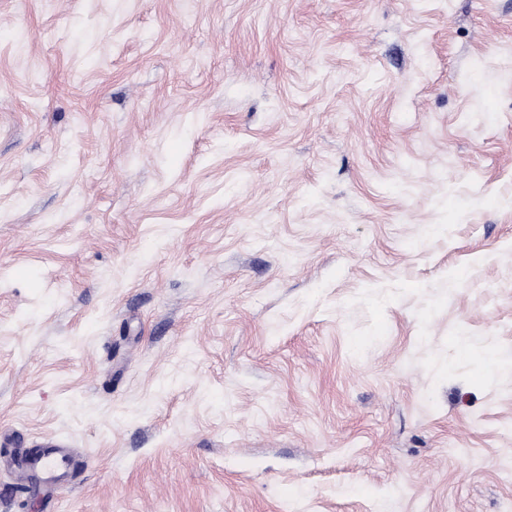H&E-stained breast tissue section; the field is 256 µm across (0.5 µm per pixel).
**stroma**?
I'll return each instance as SVG.
<instances>
[{
	"label": "stroma",
	"instance_id": "obj_1",
	"mask_svg": "<svg viewBox=\"0 0 512 512\" xmlns=\"http://www.w3.org/2000/svg\"><path fill=\"white\" fill-rule=\"evenodd\" d=\"M0 512H512V0H0ZM59 448H65L61 441L52 437L46 438L42 450L27 459L28 466L39 473L41 482L46 486L61 482L62 475L69 466L68 458Z\"/></svg>",
	"mask_w": 512,
	"mask_h": 512
}]
</instances>
